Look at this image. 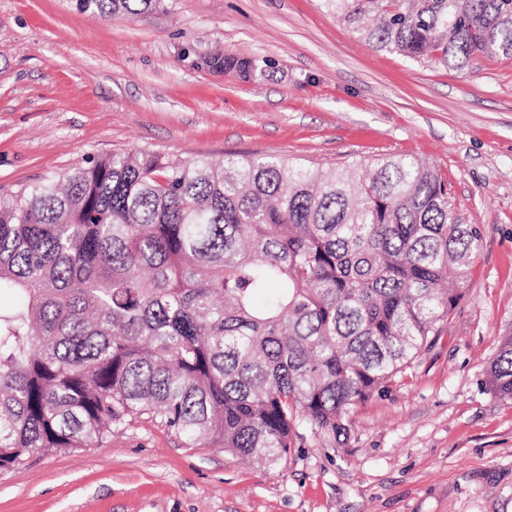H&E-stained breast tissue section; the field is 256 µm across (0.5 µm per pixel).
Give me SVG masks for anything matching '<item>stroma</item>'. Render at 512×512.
Here are the masks:
<instances>
[{"label":"stroma","instance_id":"stroma-1","mask_svg":"<svg viewBox=\"0 0 512 512\" xmlns=\"http://www.w3.org/2000/svg\"><path fill=\"white\" fill-rule=\"evenodd\" d=\"M219 51L273 66L227 74ZM129 149L337 169L416 155L481 232L471 287L345 439L306 434L267 467L142 416L101 447L0 471V512H512V400L487 375L512 336V60L457 71L378 52L325 0H164L106 19L0 0V195Z\"/></svg>","mask_w":512,"mask_h":512}]
</instances>
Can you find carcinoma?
Wrapping results in <instances>:
<instances>
[{
	"label": "carcinoma",
	"mask_w": 512,
	"mask_h": 512,
	"mask_svg": "<svg viewBox=\"0 0 512 512\" xmlns=\"http://www.w3.org/2000/svg\"><path fill=\"white\" fill-rule=\"evenodd\" d=\"M373 48L462 70L512 59V0H327ZM103 18L160 0H75ZM226 73L271 61L217 54ZM481 248L413 155L362 172L273 156H90L0 197V470L147 416L190 448L276 465L417 358ZM512 399V336L488 376Z\"/></svg>",
	"instance_id": "cac0c4a2"
}]
</instances>
